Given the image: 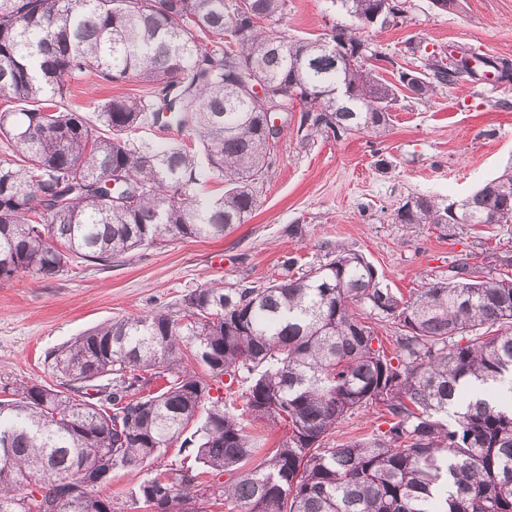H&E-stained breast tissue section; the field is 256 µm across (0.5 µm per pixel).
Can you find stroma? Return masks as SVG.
Masks as SVG:
<instances>
[{
	"label": "stroma",
	"mask_w": 512,
	"mask_h": 512,
	"mask_svg": "<svg viewBox=\"0 0 512 512\" xmlns=\"http://www.w3.org/2000/svg\"><path fill=\"white\" fill-rule=\"evenodd\" d=\"M349 22L335 0H289L278 26L306 38ZM361 36L370 52L412 69L458 49L512 60V0H456L446 11L434 0H406L402 18L367 25ZM69 86L64 106L90 119L106 98L141 91L135 82L106 86L84 75ZM274 154L257 210L224 238L137 249L54 281L23 273L0 282V385L61 383L50 355L84 331L170 307L196 288L271 281L287 256L308 268L337 247L354 250L399 296L446 279L462 261L482 276L512 275V224L443 229L390 217L407 196L452 202L512 164V80H468L426 101L400 97L379 133L320 135L305 145L291 130ZM388 427L385 408L373 405L342 420L325 443L338 448Z\"/></svg>",
	"instance_id": "1"
}]
</instances>
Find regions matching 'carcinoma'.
<instances>
[{"instance_id":"cac0c4a2","label":"carcinoma","mask_w":512,"mask_h":512,"mask_svg":"<svg viewBox=\"0 0 512 512\" xmlns=\"http://www.w3.org/2000/svg\"><path fill=\"white\" fill-rule=\"evenodd\" d=\"M336 2L358 26L292 39L273 27L288 0H0V97L25 104L0 112L15 153L0 162V281L50 280L78 259L107 265L245 223L274 157L251 76L282 107L300 105L305 141L378 132L399 91L427 99L477 78L474 60L500 80L512 70L466 52L420 73L399 67L393 82L364 65H314L325 46L363 45L376 13H404L403 0ZM77 74L142 91L107 99L98 135L61 108ZM148 122L186 128L193 144L129 139ZM213 178L219 198L200 193ZM392 216L512 224V167L458 201L410 196ZM296 265L287 257L266 284L196 288L173 309L88 331L55 354L60 387L0 386V512H512V277L481 279L460 262L405 299L351 250L299 277ZM377 320L397 325L390 355L373 347ZM187 349L208 378L182 365ZM374 404L388 430L324 446ZM281 425L260 448L258 432ZM172 447L180 461L160 463ZM148 462L128 505L100 495L112 473Z\"/></svg>"}]
</instances>
